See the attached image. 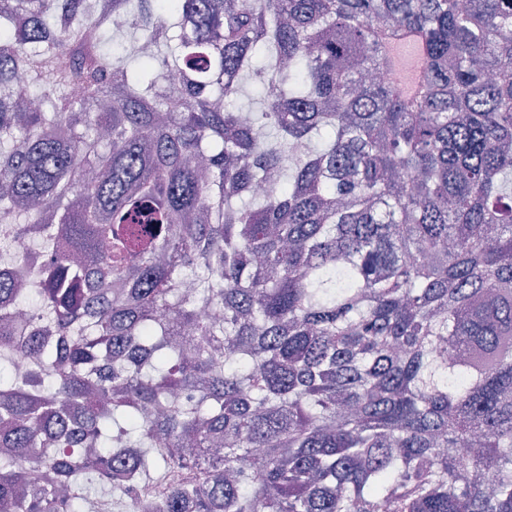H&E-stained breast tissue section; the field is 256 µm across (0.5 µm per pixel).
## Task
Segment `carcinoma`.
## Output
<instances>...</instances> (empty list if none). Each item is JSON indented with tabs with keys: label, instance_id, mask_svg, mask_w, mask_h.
<instances>
[{
	"label": "carcinoma",
	"instance_id": "carcinoma-1",
	"mask_svg": "<svg viewBox=\"0 0 512 512\" xmlns=\"http://www.w3.org/2000/svg\"><path fill=\"white\" fill-rule=\"evenodd\" d=\"M510 63L512 0H0V512H512ZM41 262V248L34 237L13 239L7 250L0 249V276L10 278L22 274L28 283H33Z\"/></svg>",
	"mask_w": 512,
	"mask_h": 512
}]
</instances>
